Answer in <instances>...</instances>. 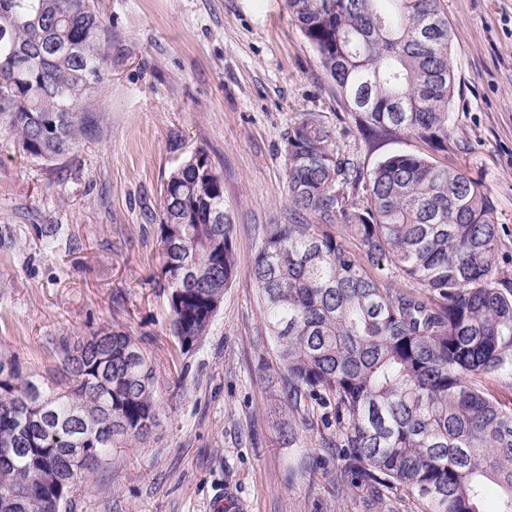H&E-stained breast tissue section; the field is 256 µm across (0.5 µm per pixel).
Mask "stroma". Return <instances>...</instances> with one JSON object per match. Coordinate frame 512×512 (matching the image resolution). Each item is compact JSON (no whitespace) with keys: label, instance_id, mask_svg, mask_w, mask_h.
Returning a JSON list of instances; mask_svg holds the SVG:
<instances>
[{"label":"stroma","instance_id":"1","mask_svg":"<svg viewBox=\"0 0 512 512\" xmlns=\"http://www.w3.org/2000/svg\"><path fill=\"white\" fill-rule=\"evenodd\" d=\"M112 73L64 155H25L0 124V352L49 378L59 339L133 336L156 370L159 421L113 449L72 512H381L338 481L315 435L281 437L259 290L257 228L285 220L284 135L304 113L364 170L423 142L365 134L286 0H98ZM457 74L439 162L479 180L512 251V0H441ZM204 150L224 179L238 274L202 343L181 352L162 287L159 224L171 172Z\"/></svg>","mask_w":512,"mask_h":512}]
</instances>
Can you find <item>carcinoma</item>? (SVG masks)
Returning <instances> with one entry per match:
<instances>
[{
  "label": "carcinoma",
  "instance_id": "carcinoma-1",
  "mask_svg": "<svg viewBox=\"0 0 512 512\" xmlns=\"http://www.w3.org/2000/svg\"><path fill=\"white\" fill-rule=\"evenodd\" d=\"M288 12L364 130L448 150L456 74L440 0H288ZM110 33L97 0H0V122L25 154L57 158L88 130ZM285 162L288 221L259 227L251 266L284 437L319 434L346 487L380 505L485 512L494 484L495 512H512V255L489 197L425 155L395 152L365 172L313 112L288 129ZM162 211L197 273L181 287L162 254L171 332L188 353L238 273L224 179L204 151L171 173ZM386 266L394 275L374 274ZM57 359L49 384L0 354V512H69L115 441L157 425L156 371L132 336L63 339Z\"/></svg>",
  "mask_w": 512,
  "mask_h": 512
}]
</instances>
